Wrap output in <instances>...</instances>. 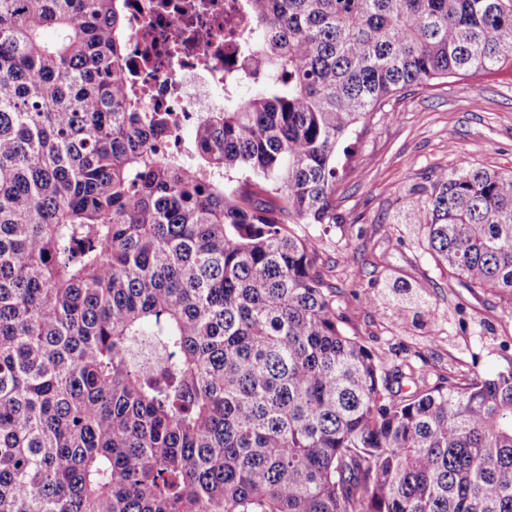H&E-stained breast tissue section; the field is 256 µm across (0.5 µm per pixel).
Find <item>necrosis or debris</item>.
<instances>
[{"label":"necrosis or debris","instance_id":"4bbe7bcc","mask_svg":"<svg viewBox=\"0 0 512 512\" xmlns=\"http://www.w3.org/2000/svg\"><path fill=\"white\" fill-rule=\"evenodd\" d=\"M134 79L147 106L177 113L169 147L184 151L183 127L224 109V77L246 69L241 0H129L125 17Z\"/></svg>","mask_w":512,"mask_h":512}]
</instances>
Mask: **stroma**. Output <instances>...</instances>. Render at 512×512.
<instances>
[{"label":"stroma","mask_w":512,"mask_h":512,"mask_svg":"<svg viewBox=\"0 0 512 512\" xmlns=\"http://www.w3.org/2000/svg\"><path fill=\"white\" fill-rule=\"evenodd\" d=\"M462 164L512 171V76L397 93L336 148L335 223L295 227L316 241L345 333L388 372L414 368L405 396L512 369V305L465 288L436 261L415 220L435 175ZM398 281L422 288L425 305L401 314L379 304Z\"/></svg>","instance_id":"obj_1"}]
</instances>
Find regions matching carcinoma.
Segmentation results:
<instances>
[{"label": "carcinoma", "mask_w": 512, "mask_h": 512, "mask_svg": "<svg viewBox=\"0 0 512 512\" xmlns=\"http://www.w3.org/2000/svg\"><path fill=\"white\" fill-rule=\"evenodd\" d=\"M127 2L0 0V512H512V371L398 397L291 228L394 93L512 72V0H243L266 74L187 156ZM417 213L512 305L511 171Z\"/></svg>", "instance_id": "obj_1"}]
</instances>
